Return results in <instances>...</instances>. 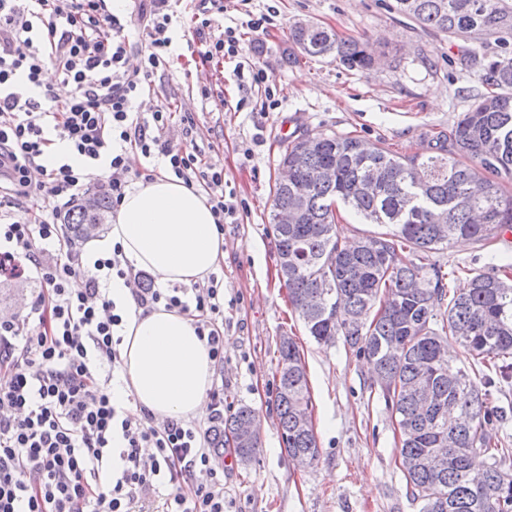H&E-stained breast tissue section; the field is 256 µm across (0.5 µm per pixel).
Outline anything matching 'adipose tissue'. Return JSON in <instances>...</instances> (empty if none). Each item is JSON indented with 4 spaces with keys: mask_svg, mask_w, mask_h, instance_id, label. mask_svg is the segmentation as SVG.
Here are the masks:
<instances>
[{
    "mask_svg": "<svg viewBox=\"0 0 512 512\" xmlns=\"http://www.w3.org/2000/svg\"><path fill=\"white\" fill-rule=\"evenodd\" d=\"M116 244L134 268L165 285L203 281L224 260V236L207 198L163 172L126 192L109 236L90 241V259L111 255ZM108 293L126 310L114 402L131 395L158 419L201 417L214 362L193 318L161 305L147 313L137 309L119 278L110 281Z\"/></svg>",
    "mask_w": 512,
    "mask_h": 512,
    "instance_id": "1",
    "label": "adipose tissue"
}]
</instances>
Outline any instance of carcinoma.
<instances>
[{"instance_id": "carcinoma-1", "label": "carcinoma", "mask_w": 512, "mask_h": 512, "mask_svg": "<svg viewBox=\"0 0 512 512\" xmlns=\"http://www.w3.org/2000/svg\"><path fill=\"white\" fill-rule=\"evenodd\" d=\"M494 12L480 0H393L392 8L448 37L494 40L495 56L465 59L483 72L489 91L460 113L445 142L429 154L396 155L351 135L320 132L280 147L278 166L293 172L274 185L270 224L277 275L291 306L318 343L344 344L368 358L374 381L394 415L401 466L422 512H512V448L498 447L485 386L445 356L453 337L475 359H489L501 378L512 374V260L477 273L447 296V273L428 254L456 239L484 240L512 224V0ZM292 43L311 57L332 56L353 70L373 66L367 43L342 39L318 24L292 27ZM80 203L64 219L74 240L101 227L108 196ZM386 231L342 241L337 209ZM296 214L276 223L278 210ZM417 260L407 263L398 255ZM275 390L276 428L289 458L319 459L307 374L298 346L284 336ZM243 427L260 429L247 406L224 419L216 444H233L243 461L260 438L240 442ZM492 463L472 469V458Z\"/></svg>"}]
</instances>
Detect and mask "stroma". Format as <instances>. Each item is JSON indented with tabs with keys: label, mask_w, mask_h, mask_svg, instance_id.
<instances>
[{
	"label": "stroma",
	"mask_w": 512,
	"mask_h": 512,
	"mask_svg": "<svg viewBox=\"0 0 512 512\" xmlns=\"http://www.w3.org/2000/svg\"><path fill=\"white\" fill-rule=\"evenodd\" d=\"M389 0H221V25L276 12L264 34L242 33L238 59L205 65L190 19L201 0H172L171 49L149 87L134 101L147 114L167 107L195 121L192 134L174 124L169 137L198 148L222 168L247 203L241 223L224 227V410L247 405L262 421L261 446L247 462L224 471L229 512H420L398 463L399 434L372 383L366 359L336 341L317 343L288 304L277 277V250L269 222L277 155L284 139L319 132L350 134L399 153L432 151L459 113L484 93L479 67L467 51L491 55L495 43L450 38L423 29L388 7ZM311 22L345 38L369 41L379 60L371 70H349L330 57L293 53L290 28ZM261 62L267 87L241 86L236 65ZM210 97H203V88ZM278 105L262 111L266 91ZM249 104L237 109L241 97ZM512 257V242L494 238L451 244L430 261L485 272L492 257ZM297 343L305 362L320 456L296 467L274 422L281 337Z\"/></svg>",
	"instance_id": "1"
}]
</instances>
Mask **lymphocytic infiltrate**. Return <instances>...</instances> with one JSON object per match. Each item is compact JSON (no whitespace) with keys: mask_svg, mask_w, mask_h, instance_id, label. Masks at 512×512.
I'll return each mask as SVG.
<instances>
[{"mask_svg":"<svg viewBox=\"0 0 512 512\" xmlns=\"http://www.w3.org/2000/svg\"><path fill=\"white\" fill-rule=\"evenodd\" d=\"M169 0H151L140 44V68L129 69L126 41L105 0H0V278L19 260L40 288L28 312L0 317V512H135L161 497L160 512H227L224 451L214 423L224 418V391L210 392L206 422L155 423L146 410L114 404L102 369L122 365L124 310L102 281L132 283L138 308L176 309L195 320L216 367L224 365V290L216 275L185 288L143 287L120 246L85 268L67 241L61 214L93 179L101 159L112 204L132 182L127 150L163 156L169 172L208 195L217 226L234 224L246 204L223 170L199 150L174 146L173 112L142 117L133 99L164 62ZM72 87L63 103L44 108L33 96L45 66ZM86 160L44 166L52 139ZM127 143L115 150L114 140ZM85 277L83 291L69 283Z\"/></svg>","mask_w":512,"mask_h":512,"instance_id":"obj_1","label":"lymphocytic infiltrate"}]
</instances>
